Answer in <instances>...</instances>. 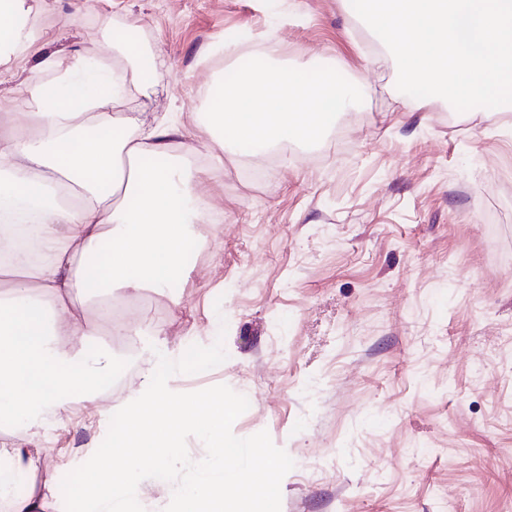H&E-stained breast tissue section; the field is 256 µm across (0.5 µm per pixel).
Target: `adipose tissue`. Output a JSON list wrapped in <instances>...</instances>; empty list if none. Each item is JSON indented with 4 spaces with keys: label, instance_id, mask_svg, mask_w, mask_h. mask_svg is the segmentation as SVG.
Returning a JSON list of instances; mask_svg holds the SVG:
<instances>
[{
    "label": "adipose tissue",
    "instance_id": "1",
    "mask_svg": "<svg viewBox=\"0 0 512 512\" xmlns=\"http://www.w3.org/2000/svg\"><path fill=\"white\" fill-rule=\"evenodd\" d=\"M49 65L56 79L27 88L33 111L0 114V422L31 427L48 413L65 422L73 402L110 391L112 352L94 336H137L144 326L93 323L81 307L178 278L188 227L203 218L202 200L174 185L173 165L145 161L167 154L178 125L112 116L102 63L76 55ZM44 455L0 440L6 512H61ZM17 473L31 478L21 495L11 488Z\"/></svg>",
    "mask_w": 512,
    "mask_h": 512
}]
</instances>
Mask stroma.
<instances>
[{
  "label": "stroma",
  "mask_w": 512,
  "mask_h": 512,
  "mask_svg": "<svg viewBox=\"0 0 512 512\" xmlns=\"http://www.w3.org/2000/svg\"><path fill=\"white\" fill-rule=\"evenodd\" d=\"M36 38L9 56L0 113L27 111L47 57L109 69L154 57L158 74L113 106L182 125L174 145L207 202L180 279L112 302L162 329L172 359L223 340L226 360L170 386H229L294 460L281 512H512V113H460L396 88L370 28L344 0H25ZM278 46L361 85L313 147H221L205 111L238 67L225 45ZM262 170L263 184L250 178ZM149 338L99 334L117 352L110 401L74 402L66 425L20 427L57 477L87 461L153 365Z\"/></svg>",
  "instance_id": "stroma-1"
}]
</instances>
